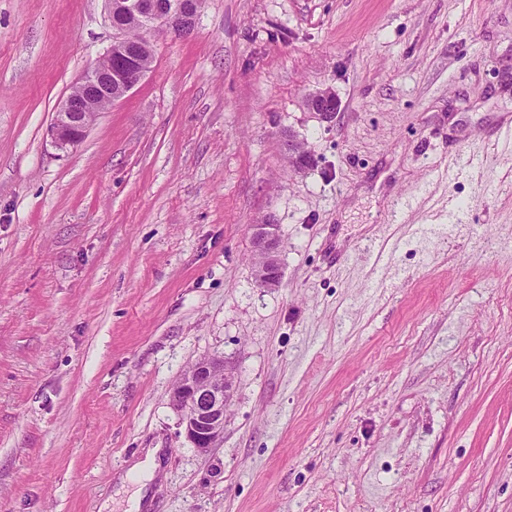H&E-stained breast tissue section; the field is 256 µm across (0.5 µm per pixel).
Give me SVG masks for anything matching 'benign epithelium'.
Segmentation results:
<instances>
[{
	"instance_id": "1",
	"label": "benign epithelium",
	"mask_w": 512,
	"mask_h": 512,
	"mask_svg": "<svg viewBox=\"0 0 512 512\" xmlns=\"http://www.w3.org/2000/svg\"><path fill=\"white\" fill-rule=\"evenodd\" d=\"M110 26L123 33L121 16L133 12L144 19L150 31H162L185 35L191 28L184 20L196 9V0H172L169 8L161 11L156 0H105ZM145 70L131 55L120 74L123 93L130 92L145 77ZM78 90L90 91L100 106L89 107L76 94ZM118 101L112 95V48L99 57L92 72L76 85L75 91L55 113L50 125L52 142L60 149L81 143L99 112ZM335 93L327 88L311 94L306 100L309 110L324 119L334 116ZM284 150L293 168L301 170L310 160L302 142L290 134L284 140ZM252 248L258 257L255 276L266 288L279 286L282 277L279 259L280 237L278 225L266 221L250 225ZM235 390V374L232 368L214 358H203L183 373L170 390V403L180 412L186 438L200 453H206L224 435V413Z\"/></svg>"
}]
</instances>
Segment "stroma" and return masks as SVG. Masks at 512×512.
<instances>
[{
  "mask_svg": "<svg viewBox=\"0 0 512 512\" xmlns=\"http://www.w3.org/2000/svg\"><path fill=\"white\" fill-rule=\"evenodd\" d=\"M113 39L104 0H0V512H125L147 448L150 512H512V0H204L56 147ZM203 357L205 454L169 400ZM335 102L337 109V97L331 89L327 88L311 94V96L306 100V105L309 110L315 112L323 119H330L334 116ZM284 150L289 163L291 165L294 163V169L302 170L310 163V156L304 149L302 142L291 133L284 140ZM250 230L252 248L258 257V266L255 271L257 282L266 288L278 287L282 277L278 224L266 221L251 225ZM234 390L233 369L214 358L195 362L171 388L170 403L198 452L207 453L223 437L224 413ZM160 451V448H149L144 459L135 463L127 476L120 478L121 489L117 494H120L128 483H134L136 486L134 493L126 500L128 512H140V509L146 508L148 487L155 478L158 469L157 456Z\"/></svg>",
  "mask_w": 512,
  "mask_h": 512,
  "instance_id": "35a3bbf8",
  "label": "stroma"
}]
</instances>
